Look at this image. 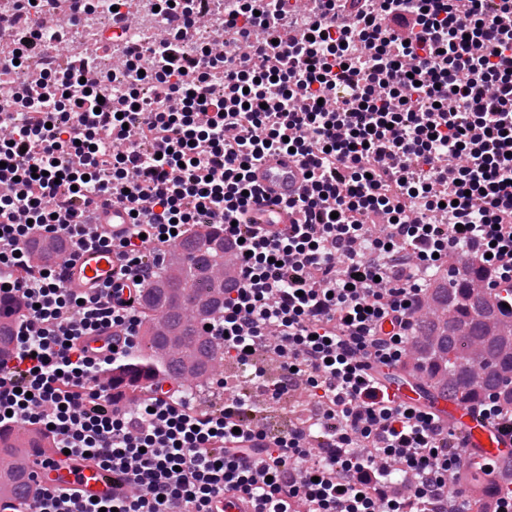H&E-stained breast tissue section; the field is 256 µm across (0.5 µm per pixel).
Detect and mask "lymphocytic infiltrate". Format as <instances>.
<instances>
[{
    "instance_id": "lymphocytic-infiltrate-1",
    "label": "lymphocytic infiltrate",
    "mask_w": 512,
    "mask_h": 512,
    "mask_svg": "<svg viewBox=\"0 0 512 512\" xmlns=\"http://www.w3.org/2000/svg\"><path fill=\"white\" fill-rule=\"evenodd\" d=\"M128 2L112 0L128 39L106 98L80 82L88 59L56 69L69 50L49 24L57 0H14L23 30L0 42L9 74L51 51L43 82L0 112V175L17 180L0 195V288L24 304L0 362V424L38 426L112 472L111 499L39 486L35 512H214L229 492L254 512H467L462 448L393 404L372 369L401 365L429 278L452 256L487 286L512 281V0L462 14L452 0H308L300 26L291 0H223L218 51L193 55L216 0H160L174 27L142 37ZM217 81L229 99L210 95ZM339 87L351 100L329 111ZM276 150L292 151L309 191L291 203L299 222L261 239L250 171ZM100 200L133 214L111 248L144 289L161 244L222 226L241 265L210 333L241 363L275 334L284 379L305 380L321 406L319 434L269 437L240 394L213 414L170 391L110 394L78 341L109 329L113 359L130 354L136 307L107 289L79 299L54 260L17 274L33 241L90 243Z\"/></svg>"
}]
</instances>
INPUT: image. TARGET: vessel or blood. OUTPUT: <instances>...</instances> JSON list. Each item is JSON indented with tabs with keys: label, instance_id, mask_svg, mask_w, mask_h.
Masks as SVG:
<instances>
[{
	"label": "vessel or blood",
	"instance_id": "1",
	"mask_svg": "<svg viewBox=\"0 0 512 512\" xmlns=\"http://www.w3.org/2000/svg\"><path fill=\"white\" fill-rule=\"evenodd\" d=\"M255 178L268 198L252 203L251 208L263 230L278 231L290 221L280 202L298 192L303 176L295 163L269 156L257 164ZM131 227L130 217L123 206L104 205L99 208L91 231L109 236L114 231ZM62 266L64 286L72 292L92 296L108 287L119 289L121 298L125 300L138 295L137 284L132 278L120 275L111 251L86 246L63 260ZM81 344L92 359L111 356L112 333L106 330L82 337ZM384 384L395 403L434 415L450 432L461 437L464 465L459 478L468 481L470 474L483 473L480 483L471 484V494L483 502H492L498 487V478L492 469L505 463L512 464V434L489 422L475 407L437 396L424 397L417 383L390 376L385 378ZM13 462L24 467L31 484L70 489L82 499H108L112 496L111 472L93 462L73 461L45 448L24 449Z\"/></svg>",
	"mask_w": 512,
	"mask_h": 512
}]
</instances>
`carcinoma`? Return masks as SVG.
<instances>
[{"mask_svg": "<svg viewBox=\"0 0 512 512\" xmlns=\"http://www.w3.org/2000/svg\"><path fill=\"white\" fill-rule=\"evenodd\" d=\"M477 269L458 267L453 278L430 280L426 301L415 318L413 370L440 395L477 402L490 393L512 405V324L489 296L470 286ZM224 311V231L203 224L179 243V252L163 266L141 305L142 344L107 371L112 379L168 377L191 379L205 386L215 375L228 378L238 390L248 382L224 368V349L203 331V324ZM313 401L303 380L291 385L293 421L310 426ZM31 502L33 488L17 473L0 478V497Z\"/></svg>", "mask_w": 512, "mask_h": 512, "instance_id": "cac0c4a2", "label": "carcinoma"}]
</instances>
